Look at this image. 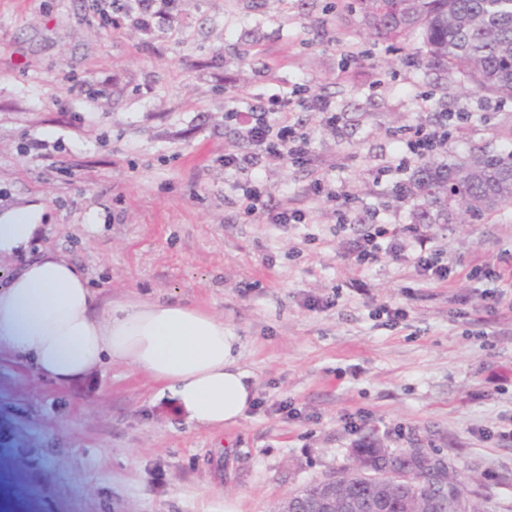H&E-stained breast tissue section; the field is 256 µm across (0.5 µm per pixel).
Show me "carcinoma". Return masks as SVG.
<instances>
[{
  "instance_id": "obj_1",
  "label": "carcinoma",
  "mask_w": 512,
  "mask_h": 512,
  "mask_svg": "<svg viewBox=\"0 0 512 512\" xmlns=\"http://www.w3.org/2000/svg\"><path fill=\"white\" fill-rule=\"evenodd\" d=\"M377 33L418 40L422 63L455 70L478 92L512 99V0H358ZM404 193L415 198L418 224H449L456 213L472 224H486L512 212V151L472 150L454 162L428 159L414 169ZM391 463L411 472V483L389 491L388 512H428L425 484L429 473L411 448L391 450L369 442L355 449L361 460L374 461L380 451ZM457 498L441 512H487L484 497L445 472ZM344 492L365 503L375 498L374 485L355 470H345Z\"/></svg>"
}]
</instances>
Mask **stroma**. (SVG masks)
<instances>
[{"instance_id": "1", "label": "stroma", "mask_w": 512, "mask_h": 512, "mask_svg": "<svg viewBox=\"0 0 512 512\" xmlns=\"http://www.w3.org/2000/svg\"><path fill=\"white\" fill-rule=\"evenodd\" d=\"M415 50L378 37L355 0H176L149 35L113 32L88 0H0V211L42 206L40 247L82 266L101 301L222 317L255 401L210 430L124 363L58 385L1 353L0 512H276L369 441L431 449L489 512H512V313L488 298L512 217L431 225L443 285L400 257L346 258L374 225L413 227L410 173L393 170L412 129H444L446 161L512 147V100L413 65ZM298 86L340 127L296 112L306 161H269L256 183L305 221L264 224L224 167L252 150L224 92ZM317 178L351 195L346 222ZM297 106L313 112H320L322 114V121L328 128L335 130L339 124V117L335 107H333L332 102L325 98L314 97L308 101L298 103Z\"/></svg>"}]
</instances>
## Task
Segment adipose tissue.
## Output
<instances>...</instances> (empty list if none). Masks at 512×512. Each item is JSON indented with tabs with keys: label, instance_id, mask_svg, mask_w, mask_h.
<instances>
[{
	"label": "adipose tissue",
	"instance_id": "ef3b65f1",
	"mask_svg": "<svg viewBox=\"0 0 512 512\" xmlns=\"http://www.w3.org/2000/svg\"><path fill=\"white\" fill-rule=\"evenodd\" d=\"M40 211L0 215V260L20 259L0 283V351L31 360L63 385L105 362H122L171 392L190 421L221 429L254 398L222 319L184 302L96 308L82 268L50 251L34 255Z\"/></svg>",
	"mask_w": 512,
	"mask_h": 512
}]
</instances>
